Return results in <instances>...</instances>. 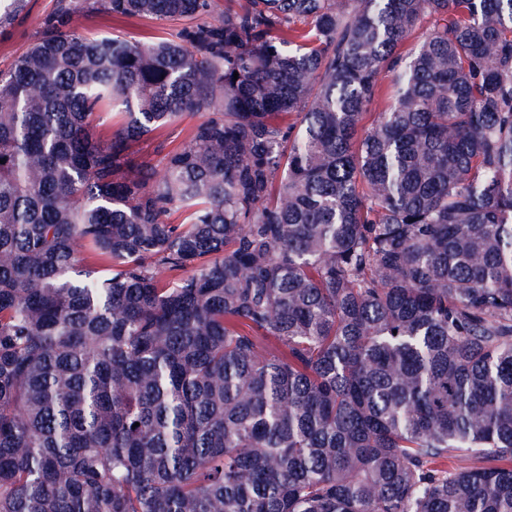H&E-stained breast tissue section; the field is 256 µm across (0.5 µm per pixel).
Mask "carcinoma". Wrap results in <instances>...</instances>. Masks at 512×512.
I'll use <instances>...</instances> for the list:
<instances>
[{
  "instance_id": "1",
  "label": "carcinoma",
  "mask_w": 512,
  "mask_h": 512,
  "mask_svg": "<svg viewBox=\"0 0 512 512\" xmlns=\"http://www.w3.org/2000/svg\"><path fill=\"white\" fill-rule=\"evenodd\" d=\"M85 4L186 24L0 70V512H512V0ZM393 73L391 72H383L380 77V84L382 87V92L378 98L374 100L371 104L367 106L366 118L364 120V125L366 128L371 127V124L375 118V113L383 112L388 104V95L387 92L392 84ZM198 120L199 116L186 115L176 124L144 137L135 149L139 155L157 161L166 152L185 143Z\"/></svg>"
}]
</instances>
